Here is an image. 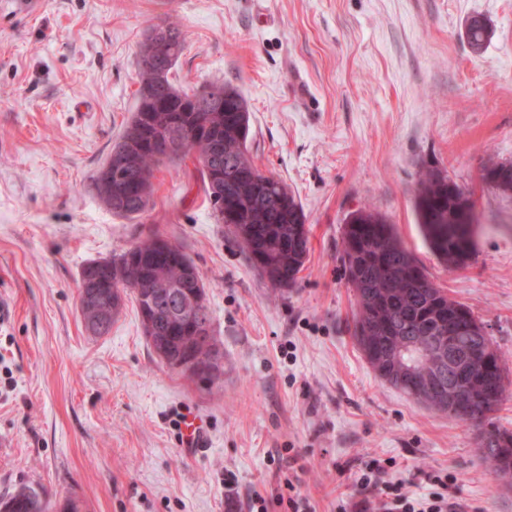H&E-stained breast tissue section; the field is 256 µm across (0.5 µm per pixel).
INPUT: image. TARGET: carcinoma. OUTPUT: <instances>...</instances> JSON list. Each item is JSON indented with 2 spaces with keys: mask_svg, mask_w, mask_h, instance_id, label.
Masks as SVG:
<instances>
[{
  "mask_svg": "<svg viewBox=\"0 0 512 512\" xmlns=\"http://www.w3.org/2000/svg\"><path fill=\"white\" fill-rule=\"evenodd\" d=\"M465 38L471 52H482L491 38L486 19L470 17ZM183 51L176 23L163 19L150 27L137 66L139 87L136 109L115 147L127 150L132 170L119 178L99 168L92 177L95 190L104 178L112 179V194L125 197L117 215L136 218L148 211L153 179L160 166L186 153H195L207 197L224 196V224L240 244L251 265L279 289L292 287L309 254L307 217L296 196L274 175L263 173L249 152L250 113L240 91L224 82V111L204 104V87L191 91L177 87L172 72ZM481 180L488 187L512 194V161L483 165ZM414 209L429 249L450 270L464 268L473 258L472 232L475 203L470 193L447 171L427 165L420 171ZM153 235L128 249L98 261L102 280L133 295L141 326L148 312L141 295L161 278L179 276V263L153 260ZM342 260L347 281L357 298L353 336L376 372L386 370L390 383L407 394L398 380L408 370L423 379L439 368V350L448 340L465 339L479 350L470 362L456 364L457 384L472 397V414L492 411L491 397L501 401L506 388L502 359L489 345L483 322L469 307L450 298L434 284L415 255L397 237L385 216L370 209L351 212L344 224ZM124 297L103 288L99 308L120 310ZM159 328L144 332L152 348L162 345L168 314L150 315ZM495 442L480 443V452L492 473H512V432L490 425ZM41 494L22 486L3 498L9 512H45Z\"/></svg>",
  "mask_w": 512,
  "mask_h": 512,
  "instance_id": "carcinoma-1",
  "label": "carcinoma"
}]
</instances>
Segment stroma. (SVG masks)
<instances>
[{
    "mask_svg": "<svg viewBox=\"0 0 512 512\" xmlns=\"http://www.w3.org/2000/svg\"><path fill=\"white\" fill-rule=\"evenodd\" d=\"M492 36L471 53L467 18ZM183 33L177 85L223 81L250 109V152L307 216L297 283L273 287L215 222L194 155L157 171L149 211L114 215L92 177L135 110L152 24ZM512 160V0H0V496L21 486L82 512H252L284 480L308 512H336L371 460L405 491L455 475L473 512H512V481L478 451L481 428L382 380L353 336L346 216L385 215L429 278L484 322L507 391L491 418L512 431V195L480 180ZM473 196L474 260L448 270L425 243L414 191L425 164ZM159 235L198 267L224 373L170 368L133 299L86 335L83 267ZM207 445L186 447L185 414Z\"/></svg>",
    "mask_w": 512,
    "mask_h": 512,
    "instance_id": "obj_1",
    "label": "stroma"
}]
</instances>
